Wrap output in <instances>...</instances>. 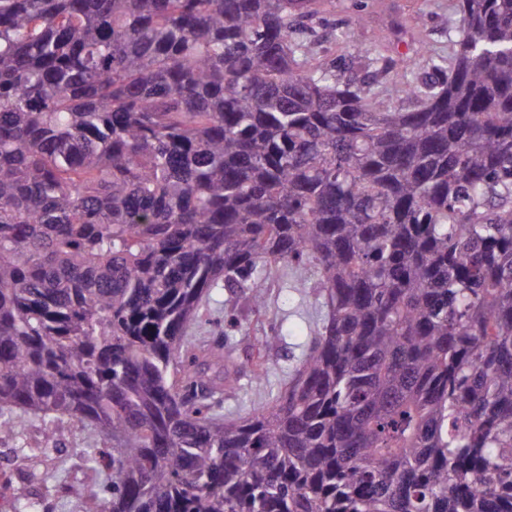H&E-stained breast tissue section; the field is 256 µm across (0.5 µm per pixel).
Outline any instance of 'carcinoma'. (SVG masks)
<instances>
[{
  "label": "carcinoma",
  "instance_id": "carcinoma-1",
  "mask_svg": "<svg viewBox=\"0 0 512 512\" xmlns=\"http://www.w3.org/2000/svg\"><path fill=\"white\" fill-rule=\"evenodd\" d=\"M322 2L0 0V431L97 430L83 512H512V0L373 82ZM280 268L326 317L226 416L189 330ZM319 36L320 41L325 46L333 47L331 58H336V64H341L345 76L367 82L371 81V74L367 70L358 67L356 63L358 56L356 47L352 46L348 49L338 50L334 45H330V42L332 41L330 26H321Z\"/></svg>",
  "mask_w": 512,
  "mask_h": 512
}]
</instances>
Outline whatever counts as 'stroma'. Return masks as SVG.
Returning <instances> with one entry per match:
<instances>
[{"mask_svg":"<svg viewBox=\"0 0 512 512\" xmlns=\"http://www.w3.org/2000/svg\"><path fill=\"white\" fill-rule=\"evenodd\" d=\"M331 18L341 22L354 11H361L365 21L359 30L358 45L344 50H333L332 56L341 65L345 76L362 81L370 80L367 70L357 65L358 46H369L385 40L383 15L388 9L412 14L425 19V34L436 48L448 47V34L457 23L456 0H333ZM290 271H281L271 278L267 291L268 310L260 318H249L243 330H232L225 346L234 352L240 365L252 358L255 337L274 334L279 338L270 351V372L262 380L244 376L241 390L224 400L225 412L247 415L253 408L274 398L298 366L305 353L311 331L322 323L326 310L321 301L309 299L300 305L299 293L289 288ZM99 436L92 430L68 427L58 432L52 443H45L38 425H31L25 434L16 436L0 432V512H14V491L26 487L38 512H81L85 498L101 492L102 480L95 477L83 464V448L98 444ZM26 446L42 447L43 453L29 472H22L20 450Z\"/></svg>","mask_w":512,"mask_h":512,"instance_id":"35a3bbf8","label":"stroma"}]
</instances>
